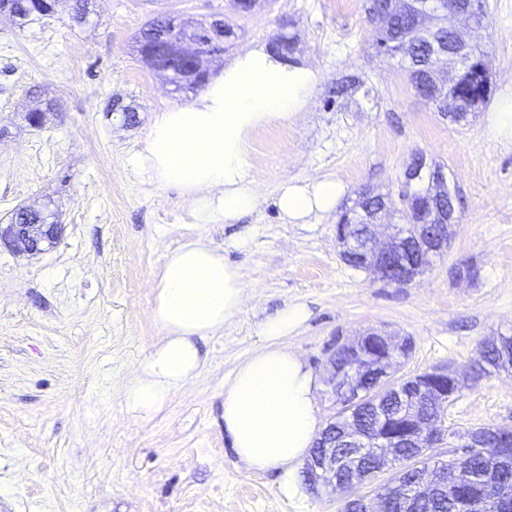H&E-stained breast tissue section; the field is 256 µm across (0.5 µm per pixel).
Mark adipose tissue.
Segmentation results:
<instances>
[{"instance_id":"obj_1","label":"adipose tissue","mask_w":512,"mask_h":512,"mask_svg":"<svg viewBox=\"0 0 512 512\" xmlns=\"http://www.w3.org/2000/svg\"><path fill=\"white\" fill-rule=\"evenodd\" d=\"M315 72L253 46L240 52L192 101L155 114L144 147L127 168L158 187L178 188L191 205L181 244L168 253L155 286L153 313L164 335L129 376L120 395L128 419L155 418L203 371L197 341L215 335L242 310L247 291L238 269L203 237L211 224H235L259 204L249 154L251 134L301 112ZM346 192L331 176L283 179L276 206L287 224L330 213ZM287 305L263 322L261 347L224 380V433L244 468L276 472L279 492L297 497L299 465L322 426L318 377L286 341L309 318Z\"/></svg>"}]
</instances>
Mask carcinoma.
<instances>
[{"label":"carcinoma","instance_id":"carcinoma-1","mask_svg":"<svg viewBox=\"0 0 512 512\" xmlns=\"http://www.w3.org/2000/svg\"><path fill=\"white\" fill-rule=\"evenodd\" d=\"M89 0H0V10L6 9L21 21L31 16H52L60 7L69 5V17L76 19L87 13ZM413 8L405 5L391 17L386 29H374V46L377 52L397 58L406 70L411 86L416 93L445 115L453 107L464 112L463 122L486 104L492 94L490 74L481 70V63L487 52L477 46L473 50L469 66L456 71L438 83L428 82L427 40L417 36L413 29ZM176 33L160 20L145 23L137 37L138 50L150 51L158 42L173 39ZM425 204L420 201L407 203L402 214L403 224L411 232L406 260L414 259L419 251L422 238L414 234L416 224L424 219ZM342 260L353 268H358L355 251L358 244L354 236L341 240ZM499 341L483 346L481 363L477 376L490 375L495 371L512 369V336L498 335ZM371 397L360 394L354 400L336 391V428L340 429L356 423L365 435L366 443H382L392 434H401L409 429L410 418L415 413L437 414L440 404L427 391L419 392L403 384L398 395L386 400L381 410L368 407ZM486 446L457 459L455 465L462 466L473 476L467 496L456 502L439 505L428 500L415 487L405 488L401 493L403 501L410 503L411 512H512V453L498 451L501 438L498 427L483 428Z\"/></svg>","mask_w":512,"mask_h":512}]
</instances>
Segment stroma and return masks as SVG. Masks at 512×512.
Masks as SVG:
<instances>
[{
  "instance_id": "obj_1",
  "label": "stroma",
  "mask_w": 512,
  "mask_h": 512,
  "mask_svg": "<svg viewBox=\"0 0 512 512\" xmlns=\"http://www.w3.org/2000/svg\"><path fill=\"white\" fill-rule=\"evenodd\" d=\"M478 33L489 52L493 97L512 91V0H487ZM164 14L236 24L216 62L254 44L293 36V60L317 86L304 110L250 140L261 205L207 241L238 267L251 298L223 330L201 340L199 378L148 422L121 411L118 392L162 330L153 315L156 276L189 204L126 167L156 112L197 97L174 91L135 48ZM350 88L336 96L338 82ZM45 112L41 125L26 114ZM134 120H127L126 111ZM485 111L467 125L444 119L378 54L364 0H271L248 15L230 0H92L82 24L66 13L17 28L0 16V224L29 205L63 232L37 255L0 247V512H339L328 493L280 496L275 475L247 472L224 434V379L260 347V324L292 303L311 315L287 340L318 376L323 421L337 405L331 351L369 330L407 338L400 373L468 370L481 342L512 335V144L487 134ZM444 164L458 198L443 257L398 287L346 265L337 214L283 223L280 181L331 175L344 206L365 187L397 194L413 152ZM467 266L472 278L456 277ZM451 458L461 433L512 427V372L468 380L444 416Z\"/></svg>"
}]
</instances>
